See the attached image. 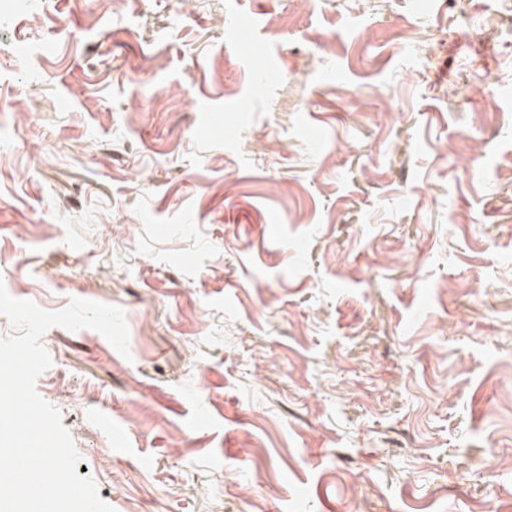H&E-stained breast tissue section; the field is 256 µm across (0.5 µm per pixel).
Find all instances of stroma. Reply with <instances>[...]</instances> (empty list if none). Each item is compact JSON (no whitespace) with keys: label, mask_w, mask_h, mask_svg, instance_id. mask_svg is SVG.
<instances>
[{"label":"stroma","mask_w":512,"mask_h":512,"mask_svg":"<svg viewBox=\"0 0 512 512\" xmlns=\"http://www.w3.org/2000/svg\"><path fill=\"white\" fill-rule=\"evenodd\" d=\"M0 283L115 512H512V0H0Z\"/></svg>","instance_id":"35a3bbf8"}]
</instances>
